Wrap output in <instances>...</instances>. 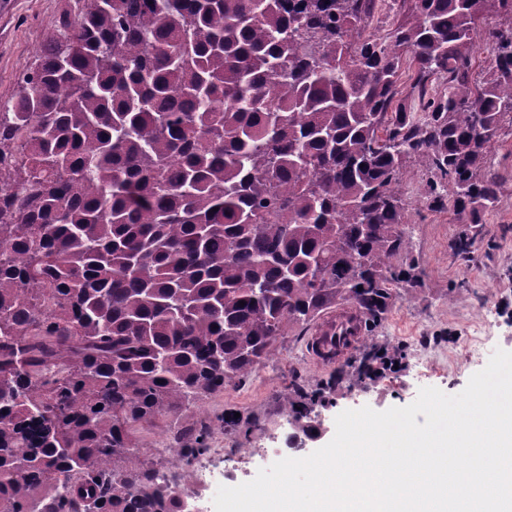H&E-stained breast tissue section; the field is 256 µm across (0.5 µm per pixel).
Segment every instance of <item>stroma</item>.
I'll use <instances>...</instances> for the list:
<instances>
[{
	"mask_svg": "<svg viewBox=\"0 0 512 512\" xmlns=\"http://www.w3.org/2000/svg\"><path fill=\"white\" fill-rule=\"evenodd\" d=\"M74 5L75 0H0V102L16 94L45 33ZM492 159L502 176L500 202L495 212L484 217L483 233L465 255L453 248L461 224L447 208L432 205L427 194L429 173L410 165L404 182L408 248L395 263L412 266L414 279L397 285L381 319L366 321L368 344H357L343 362L322 367L307 352L313 325L288 327L268 359L242 382L183 409L177 424L139 428L140 459L151 461L159 476H181L197 507L215 512L213 499L219 486L251 481L259 469L277 461L278 449L287 447L289 439H296L299 457L310 455L332 440L335 418L345 410L404 407L424 387L460 393L483 368L482 363L464 358L480 318L491 322L489 350L512 352L511 128H503ZM419 336L434 337L437 343L436 359L426 364L416 347ZM382 350L398 357L399 367L371 379L360 376L357 368L366 355ZM301 391L323 395L310 414L318 427L314 438L305 435L302 421L287 405L288 398ZM235 412L239 424H224L223 416ZM202 431L209 434L207 450L179 463L177 451L194 447ZM202 464L214 472L213 484L196 483L195 471Z\"/></svg>",
	"mask_w": 512,
	"mask_h": 512,
	"instance_id": "1",
	"label": "stroma"
}]
</instances>
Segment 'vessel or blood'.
I'll use <instances>...</instances> for the list:
<instances>
[{
    "label": "vessel or blood",
    "mask_w": 512,
    "mask_h": 512,
    "mask_svg": "<svg viewBox=\"0 0 512 512\" xmlns=\"http://www.w3.org/2000/svg\"><path fill=\"white\" fill-rule=\"evenodd\" d=\"M364 332L362 316L354 309L340 306L324 313L309 341L314 363L325 366L342 361Z\"/></svg>",
    "instance_id": "vessel-or-blood-1"
}]
</instances>
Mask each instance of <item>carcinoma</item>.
<instances>
[{
    "mask_svg": "<svg viewBox=\"0 0 512 512\" xmlns=\"http://www.w3.org/2000/svg\"><path fill=\"white\" fill-rule=\"evenodd\" d=\"M81 2L0 106V512H181L133 431L339 301L384 314L409 163L461 223L497 207L512 0H409L382 40L375 0Z\"/></svg>",
    "mask_w": 512,
    "mask_h": 512,
    "instance_id": "cac0c4a2",
    "label": "carcinoma"
}]
</instances>
